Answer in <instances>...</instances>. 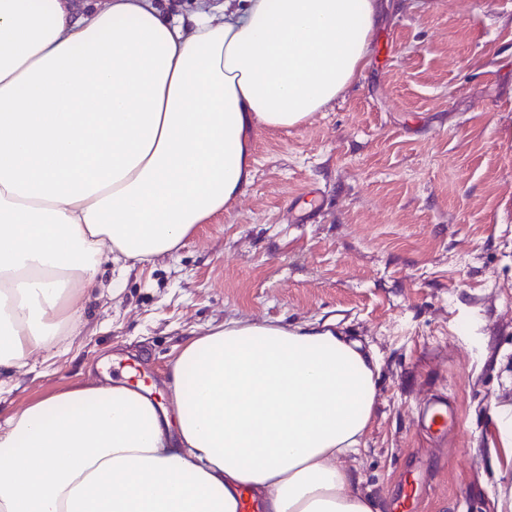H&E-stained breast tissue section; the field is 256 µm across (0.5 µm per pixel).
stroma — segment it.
Segmentation results:
<instances>
[{
	"label": "stroma",
	"instance_id": "1",
	"mask_svg": "<svg viewBox=\"0 0 512 512\" xmlns=\"http://www.w3.org/2000/svg\"><path fill=\"white\" fill-rule=\"evenodd\" d=\"M367 65L305 123L253 134L238 204L179 249L85 289L76 335L0 377V416L138 361L162 385L180 339L229 320L332 319L378 365L346 459L382 512H496L512 450V0H380ZM121 277L112 293L109 284ZM446 396L437 435L420 412Z\"/></svg>",
	"mask_w": 512,
	"mask_h": 512
}]
</instances>
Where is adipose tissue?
<instances>
[{
    "instance_id": "1",
    "label": "adipose tissue",
    "mask_w": 512,
    "mask_h": 512,
    "mask_svg": "<svg viewBox=\"0 0 512 512\" xmlns=\"http://www.w3.org/2000/svg\"><path fill=\"white\" fill-rule=\"evenodd\" d=\"M377 0H0V371L78 327L110 254L142 263L230 211L258 127L298 126L362 70ZM373 354L331 324L187 337L164 384L88 381L0 424V512H378L343 460ZM225 0H157L158 7L170 12L172 15L187 17L189 14L204 7L216 8L214 11L222 8Z\"/></svg>"
}]
</instances>
